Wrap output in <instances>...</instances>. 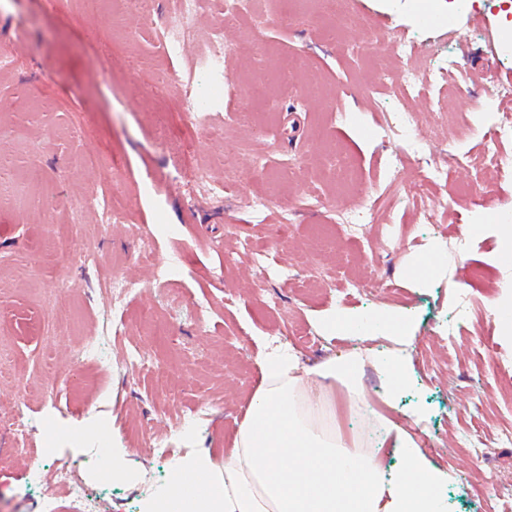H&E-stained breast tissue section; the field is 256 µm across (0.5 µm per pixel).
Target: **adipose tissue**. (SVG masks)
<instances>
[{
    "label": "adipose tissue",
    "instance_id": "1",
    "mask_svg": "<svg viewBox=\"0 0 512 512\" xmlns=\"http://www.w3.org/2000/svg\"><path fill=\"white\" fill-rule=\"evenodd\" d=\"M365 362L331 358L315 370L320 383L341 382L361 397ZM293 353L262 360L263 383L253 396L220 482L196 487L208 456L178 460L141 512H444L446 481L420 448L397 431L399 465L384 471L370 456L348 451L320 433L318 407L304 395Z\"/></svg>",
    "mask_w": 512,
    "mask_h": 512
}]
</instances>
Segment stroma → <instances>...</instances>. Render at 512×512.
<instances>
[{"label": "stroma", "mask_w": 512, "mask_h": 512, "mask_svg": "<svg viewBox=\"0 0 512 512\" xmlns=\"http://www.w3.org/2000/svg\"><path fill=\"white\" fill-rule=\"evenodd\" d=\"M428 2L465 25L463 38L419 24L418 0L350 2L333 43L314 12L249 0L224 33V83L199 122L182 99L187 82H210L224 0H204L178 56L160 46L176 0L143 14L126 0L96 13L76 0H0V56L15 59L0 72V337L26 367L0 377V512H73L64 491L46 490L65 462L99 512H140L187 452L210 456L204 479L220 481L278 335L305 370L402 350L414 372L406 391L386 397L366 367L361 412L336 386L348 409L337 436L388 469L394 421L447 474L445 512H512V395L499 384L512 373L499 319L512 300L499 221L512 216V177L481 164L487 127L512 113V24L503 0L456 14L449 0ZM368 15L380 23L367 30ZM400 37L421 51L380 80L376 61ZM209 125L222 138L206 136ZM88 152L105 173L82 167ZM107 192L124 206L111 224L93 205ZM259 196L268 207H252ZM152 231L153 250L141 252ZM90 245L98 262H79ZM430 256L435 267L422 270ZM170 263L176 276L156 279ZM116 275L134 288L114 304L103 285ZM57 294L74 300L63 343L34 322ZM376 310L410 321L408 344L328 326ZM93 338L97 350L73 362ZM197 407L205 415L188 440L180 428ZM103 419L122 451L121 482L99 474ZM165 436L168 456L153 448ZM480 477L498 498L477 496Z\"/></svg>", "instance_id": "1"}]
</instances>
